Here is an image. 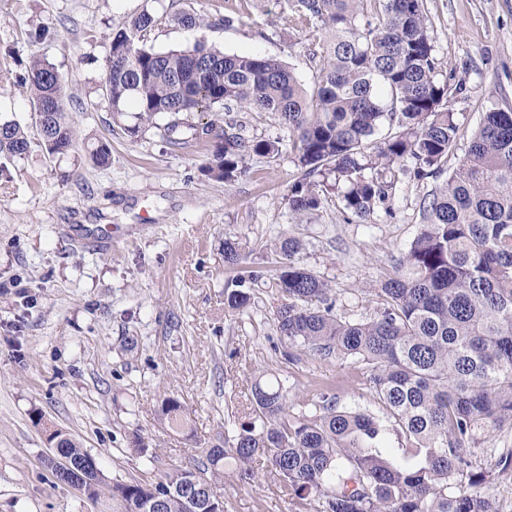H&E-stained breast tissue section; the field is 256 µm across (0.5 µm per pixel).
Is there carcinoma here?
<instances>
[{
    "label": "carcinoma",
    "instance_id": "carcinoma-1",
    "mask_svg": "<svg viewBox=\"0 0 512 512\" xmlns=\"http://www.w3.org/2000/svg\"><path fill=\"white\" fill-rule=\"evenodd\" d=\"M196 30L192 10L175 16ZM157 18L144 9L112 33L101 85L112 122L132 139L155 129L171 146L210 143L203 172L232 183L253 156L275 158L281 142L248 138L230 116L238 109L269 112L288 132V149L302 176L286 195L288 211L304 215L331 197L362 221L390 212L400 178L448 177L421 199V223L393 272L378 287L382 308L370 319L336 313V297L315 271L300 264L296 237L275 244L277 268H253L227 280L224 305L247 313L267 284L281 298L276 331L293 361L305 352L349 359L383 410L341 407L321 394L314 410L293 413L290 391L274 376L255 378L249 410L230 448H204L192 462L153 482L112 486L117 512H225L217 492L226 468L239 481L256 479L252 463L265 457L278 475L271 493L295 512H498L494 500L465 486L489 481L470 449L512 429V112L486 113L458 166L448 157L461 138L449 97L462 90L437 81L439 67L423 0H292L278 17L281 33L298 31L315 64L306 87L285 63L267 55L224 53L197 43L157 51L144 43ZM30 112L48 155H66L78 139L65 109L61 75L32 62ZM211 116L206 122L200 117ZM385 126L396 132L379 137ZM29 134L0 118V157L29 152ZM243 243L224 238V265L237 268ZM161 412L175 429L188 426L186 407L167 398ZM396 434L401 457L385 451ZM55 451L90 457L59 430ZM206 489L188 496L195 473ZM100 471L83 475L91 499Z\"/></svg>",
    "mask_w": 512,
    "mask_h": 512
}]
</instances>
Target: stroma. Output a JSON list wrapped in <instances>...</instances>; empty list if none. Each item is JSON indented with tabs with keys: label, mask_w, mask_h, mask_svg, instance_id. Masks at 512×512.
<instances>
[{
	"label": "stroma",
	"mask_w": 512,
	"mask_h": 512,
	"mask_svg": "<svg viewBox=\"0 0 512 512\" xmlns=\"http://www.w3.org/2000/svg\"><path fill=\"white\" fill-rule=\"evenodd\" d=\"M439 80L462 83L448 101L464 134L483 115L512 110V0H424ZM288 0H0V115L31 127L32 59L55 65L81 148L64 157L32 146L23 158H0V512H115L108 491L89 499L61 484L48 463L47 431L69 434L97 460L107 486L154 480L202 448H227L236 409L254 379H286L293 407L310 409L321 382L336 385L340 405L373 408L358 365L309 354L288 362L279 344L272 288L256 291L253 311L224 306L225 238L246 242V268L272 269L280 235L303 243L301 262L327 282L337 312L376 317V288L405 252L421 222L419 205L434 182L402 178L390 214L366 223L347 217L339 200L302 219L284 200L301 171L294 155L253 158L249 173L217 182L201 168L210 146L174 148L154 131L130 140L112 126L101 97L109 40L126 18L147 9L158 23L146 44L180 50L204 43L240 55H272L304 84L314 70L303 37L273 34ZM192 10L207 27L188 31L174 16ZM243 16L244 24L218 25ZM47 29L48 37L35 33ZM268 38H260V31ZM112 147L109 165H94L89 144ZM112 247H96L100 230ZM174 397L189 409L190 433L170 430L159 405ZM149 441L158 462L140 453ZM491 449L471 456L491 477L478 494L512 512V472L495 467ZM258 482L225 476L217 488L226 512H291L273 496L265 460Z\"/></svg>",
	"instance_id": "stroma-1"
}]
</instances>
